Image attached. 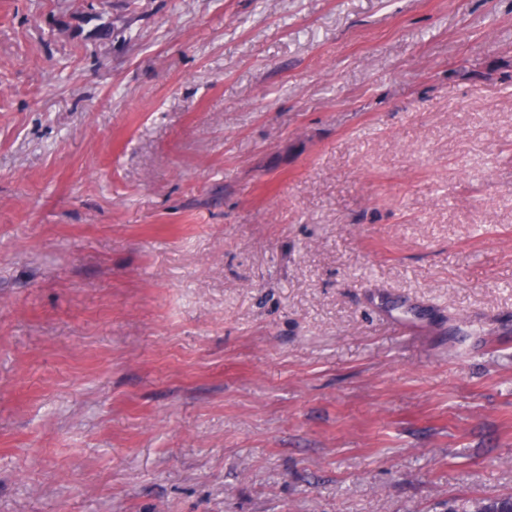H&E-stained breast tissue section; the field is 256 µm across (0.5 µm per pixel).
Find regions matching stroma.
<instances>
[{
	"mask_svg": "<svg viewBox=\"0 0 512 512\" xmlns=\"http://www.w3.org/2000/svg\"><path fill=\"white\" fill-rule=\"evenodd\" d=\"M0 0V512L512 495V0Z\"/></svg>",
	"mask_w": 512,
	"mask_h": 512,
	"instance_id": "obj_1",
	"label": "stroma"
}]
</instances>
